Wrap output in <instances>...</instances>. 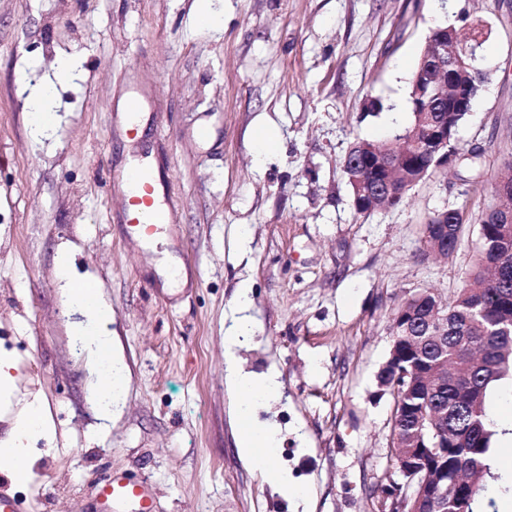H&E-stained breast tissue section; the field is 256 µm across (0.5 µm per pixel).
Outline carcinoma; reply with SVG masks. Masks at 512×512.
<instances>
[{"instance_id": "carcinoma-1", "label": "carcinoma", "mask_w": 512, "mask_h": 512, "mask_svg": "<svg viewBox=\"0 0 512 512\" xmlns=\"http://www.w3.org/2000/svg\"><path fill=\"white\" fill-rule=\"evenodd\" d=\"M445 118L456 125L461 116L448 112H415L404 135L425 136L431 123ZM433 171L432 160L418 157L392 183L390 200L399 205ZM512 200L486 205L480 224V245L463 286L447 304L425 291L411 295L393 318V343L380 384L394 394L391 416L394 464L411 454L418 469L435 475L428 483L431 498L417 512H477L491 474L489 454L495 432L486 410L492 387L512 379ZM461 211L448 208L426 224L422 252L437 245L450 256L460 244ZM437 415V447L404 449L408 434Z\"/></svg>"}]
</instances>
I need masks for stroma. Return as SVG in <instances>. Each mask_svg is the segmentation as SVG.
I'll return each instance as SVG.
<instances>
[{
  "label": "stroma",
  "mask_w": 512,
  "mask_h": 512,
  "mask_svg": "<svg viewBox=\"0 0 512 512\" xmlns=\"http://www.w3.org/2000/svg\"><path fill=\"white\" fill-rule=\"evenodd\" d=\"M205 4L222 11L220 30L195 27ZM475 24L487 80L457 140L478 167L453 160L399 205L358 213L342 173L350 146L404 133L432 29ZM62 54L81 67L56 81L57 126L40 138L26 98ZM136 87L147 97L133 133L122 114ZM260 127L278 146L259 162ZM135 159L170 188L173 223L156 239L127 234L110 183ZM511 159L512 0H0V353L16 378L0 444L27 403L52 425L29 441L30 480L0 493L28 512H383L393 398L377 374L392 314L416 292L461 288ZM454 205L458 250L421 256L426 224ZM62 246L112 308L97 331L120 351L123 395L104 430L96 376L71 343L78 318L63 314ZM243 290L252 330L229 358ZM232 366L280 383L253 417L287 487L238 453ZM486 407L500 461L486 496L512 512V382ZM114 475L147 498L107 499L96 484Z\"/></svg>",
  "instance_id": "1"
}]
</instances>
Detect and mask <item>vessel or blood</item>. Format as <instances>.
I'll use <instances>...</instances> for the list:
<instances>
[{
	"label": "vessel or blood",
	"mask_w": 512,
	"mask_h": 512,
	"mask_svg": "<svg viewBox=\"0 0 512 512\" xmlns=\"http://www.w3.org/2000/svg\"><path fill=\"white\" fill-rule=\"evenodd\" d=\"M121 180L130 188L126 213L129 228L150 234L156 231L158 225L168 223V212L157 203V198L165 187L164 182L155 180L145 169L126 170ZM102 493L112 500L124 501L142 496L143 491L135 483L115 479L103 486Z\"/></svg>",
	"instance_id": "obj_1"
}]
</instances>
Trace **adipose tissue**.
Listing matches in <instances>:
<instances>
[{
    "mask_svg": "<svg viewBox=\"0 0 512 512\" xmlns=\"http://www.w3.org/2000/svg\"><path fill=\"white\" fill-rule=\"evenodd\" d=\"M54 101L55 88L52 82L46 81L32 88L28 97V115L35 135L44 138L52 135L57 121ZM56 274L61 292L69 302L70 311L81 317L74 332V346L86 354L91 367L97 368L104 362L113 361L111 338L91 333L92 328L108 320L112 314L100 291L91 282H78L73 279L67 250H60L57 254ZM233 381L244 398L239 411L243 424L238 441L240 454L263 470L270 482L287 484V476L269 464L270 431L257 425L253 419L255 405L277 390L276 378L269 376L255 379L237 374L234 375ZM47 426L48 419L44 408L39 405L31 406L23 414L22 425L15 431L11 440L0 446V458L7 459L13 465L18 480H27L29 476L26 453L29 435L45 430Z\"/></svg>",
    "mask_w": 512,
    "mask_h": 512,
    "instance_id": "adipose-tissue-1",
    "label": "adipose tissue"
}]
</instances>
